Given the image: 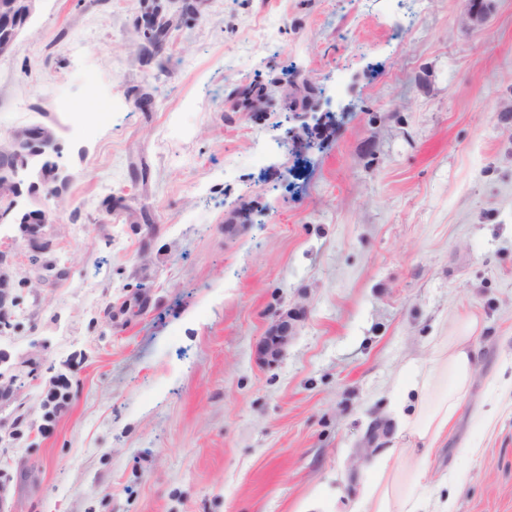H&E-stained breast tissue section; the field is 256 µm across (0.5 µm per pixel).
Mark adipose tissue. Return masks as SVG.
Listing matches in <instances>:
<instances>
[{
    "mask_svg": "<svg viewBox=\"0 0 512 512\" xmlns=\"http://www.w3.org/2000/svg\"><path fill=\"white\" fill-rule=\"evenodd\" d=\"M471 330V323L457 324L431 365L404 382L405 391L417 394L413 411L399 429L409 443L431 447L441 442L467 399L478 362ZM402 458L401 449L391 448L368 464L355 512H453L452 498L435 502L424 492L431 482L428 454L407 466Z\"/></svg>",
    "mask_w": 512,
    "mask_h": 512,
    "instance_id": "obj_1",
    "label": "adipose tissue"
}]
</instances>
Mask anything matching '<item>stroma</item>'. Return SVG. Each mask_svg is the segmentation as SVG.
<instances>
[{"instance_id": "obj_1", "label": "stroma", "mask_w": 512, "mask_h": 512, "mask_svg": "<svg viewBox=\"0 0 512 512\" xmlns=\"http://www.w3.org/2000/svg\"><path fill=\"white\" fill-rule=\"evenodd\" d=\"M484 3L201 0L134 57L139 0H36L0 55V135L50 128L63 180L0 223V512H350L368 426L462 316L479 361L433 480L454 512H512V0ZM86 64L122 107L80 135ZM303 78L315 117L225 121L232 88ZM73 382L68 378H59L54 382V387L50 390L47 397L50 403V415L47 425H43L42 430L49 431L50 423L58 416L62 415L68 410L70 401L72 399Z\"/></svg>"}]
</instances>
